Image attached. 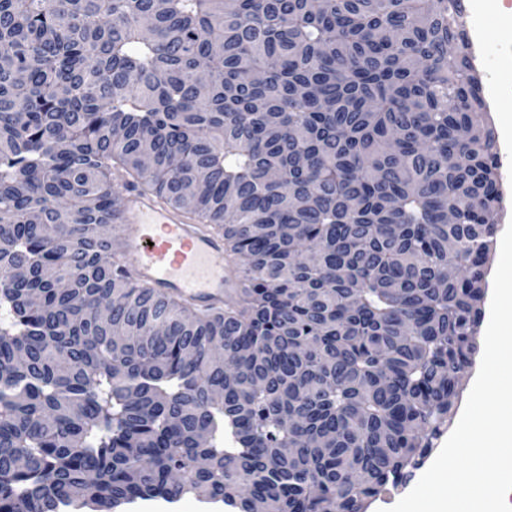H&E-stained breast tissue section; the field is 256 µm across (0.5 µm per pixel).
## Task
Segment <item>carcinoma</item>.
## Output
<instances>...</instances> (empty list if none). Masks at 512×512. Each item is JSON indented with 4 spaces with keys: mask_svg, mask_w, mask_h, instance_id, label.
I'll use <instances>...</instances> for the list:
<instances>
[{
    "mask_svg": "<svg viewBox=\"0 0 512 512\" xmlns=\"http://www.w3.org/2000/svg\"><path fill=\"white\" fill-rule=\"evenodd\" d=\"M463 16L0 0V512H366L414 476L477 351L501 202ZM118 168L223 234L224 305L116 262Z\"/></svg>",
    "mask_w": 512,
    "mask_h": 512,
    "instance_id": "1",
    "label": "carcinoma"
}]
</instances>
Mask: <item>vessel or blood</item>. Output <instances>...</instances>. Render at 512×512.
I'll return each mask as SVG.
<instances>
[{"mask_svg": "<svg viewBox=\"0 0 512 512\" xmlns=\"http://www.w3.org/2000/svg\"><path fill=\"white\" fill-rule=\"evenodd\" d=\"M124 248L120 257L143 286L207 307L223 301L235 279L224 245L202 225L142 190L128 189L121 207Z\"/></svg>", "mask_w": 512, "mask_h": 512, "instance_id": "obj_1", "label": "vessel or blood"}]
</instances>
